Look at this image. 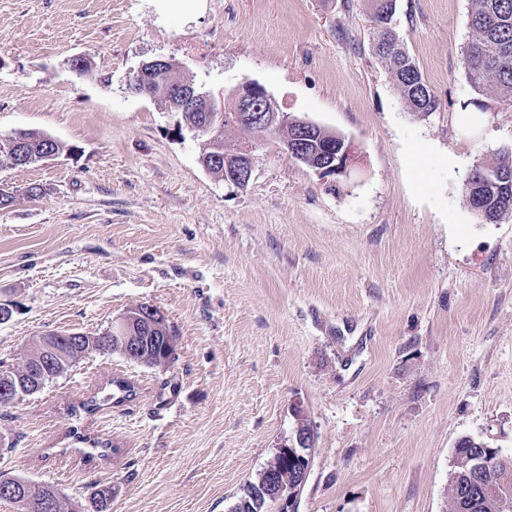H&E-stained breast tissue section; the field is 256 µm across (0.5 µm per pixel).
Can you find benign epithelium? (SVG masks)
<instances>
[{
	"mask_svg": "<svg viewBox=\"0 0 512 512\" xmlns=\"http://www.w3.org/2000/svg\"><path fill=\"white\" fill-rule=\"evenodd\" d=\"M190 89V83L179 80L168 92L181 104ZM192 99V111L210 113V124L204 128L209 134L239 125L252 127L261 138L277 140L288 158L306 165L323 179L332 178L331 187L351 177L355 160L352 143L342 134L306 118L276 111L273 97L256 81H241L218 99L204 90L192 95ZM253 149L249 142L226 141L224 148H213L212 162L204 168L219 167L225 181L243 187L252 176ZM149 341L159 342L166 349L174 346V337L154 308L144 305L125 311L112 321L110 328L94 336L71 332L64 341L53 332L46 333L37 341L39 355L25 358L13 384L0 386V401L14 405L27 397L31 387L25 381L28 376L40 387L55 379L57 373L51 368L60 359L75 362L95 350L103 354L118 351L135 362L144 358L142 345ZM295 441L294 445L277 448L260 473L261 493L275 501L282 512H297L300 492L310 474L308 467L293 473L281 462L284 452L314 445L302 418L297 419ZM24 493L31 500V512H46L52 507L51 501L34 487H25Z\"/></svg>",
	"mask_w": 512,
	"mask_h": 512,
	"instance_id": "obj_1",
	"label": "benign epithelium"
}]
</instances>
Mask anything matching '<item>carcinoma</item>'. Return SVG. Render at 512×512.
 Masks as SVG:
<instances>
[{
	"label": "carcinoma",
	"instance_id": "carcinoma-1",
	"mask_svg": "<svg viewBox=\"0 0 512 512\" xmlns=\"http://www.w3.org/2000/svg\"><path fill=\"white\" fill-rule=\"evenodd\" d=\"M371 8L376 29L375 54L394 73L404 101L413 112L436 111L439 102L415 61L402 44H393L397 37L384 26L388 13L396 12L397 0H372ZM469 27L474 37L463 51L468 81L479 94L491 88L502 99L512 102V0H471ZM9 150L17 158H26L21 163L26 167L37 164V161L29 160L33 151L64 154L73 148L44 133L23 131L18 143L0 139V156ZM508 163L512 165V147H504L490 160L474 166L469 206L483 223L493 224L507 213L512 192L497 178L495 169ZM112 385L116 388L115 393L101 399L94 395L81 402L80 410L89 414L99 409L104 401L116 396L123 400L134 393V387L123 378L112 380ZM479 458L487 461L482 477L483 492L471 485L468 478L471 464ZM507 477L512 479V451L490 448L479 437H467L457 449L448 473V512H498V506L491 504V498L502 490L501 484ZM111 498L112 489L98 488L86 507L91 512H109ZM231 512H269V506L265 497L250 484L231 507Z\"/></svg>",
	"mask_w": 512,
	"mask_h": 512
}]
</instances>
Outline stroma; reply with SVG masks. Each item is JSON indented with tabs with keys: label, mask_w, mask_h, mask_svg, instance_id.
Here are the masks:
<instances>
[{
	"label": "stroma",
	"mask_w": 512,
	"mask_h": 512,
	"mask_svg": "<svg viewBox=\"0 0 512 512\" xmlns=\"http://www.w3.org/2000/svg\"><path fill=\"white\" fill-rule=\"evenodd\" d=\"M469 7L398 0L394 27L440 103L424 114L373 53L367 0H205L189 19L153 0H0V137L75 148L0 173L14 195L0 206V360L143 304L175 337L167 364L93 351L0 407V469L67 507L104 486L111 512H230L303 418L298 512H446L460 437L511 450L512 213L481 223L463 188L512 145V103L466 78ZM153 58L217 97L263 85L352 142L354 180L330 190L236 127L253 173L224 182L182 114L131 87ZM117 376L134 395L71 416ZM76 424L117 453L64 452Z\"/></svg>",
	"instance_id": "1"
}]
</instances>
